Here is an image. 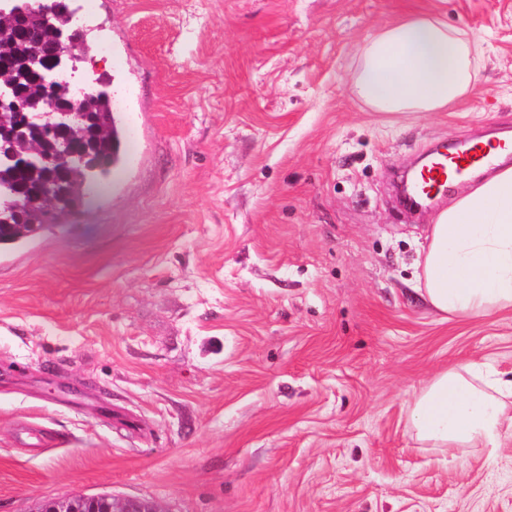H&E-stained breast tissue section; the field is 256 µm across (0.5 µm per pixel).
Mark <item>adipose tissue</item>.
Returning <instances> with one entry per match:
<instances>
[{
    "label": "adipose tissue",
    "mask_w": 512,
    "mask_h": 512,
    "mask_svg": "<svg viewBox=\"0 0 512 512\" xmlns=\"http://www.w3.org/2000/svg\"><path fill=\"white\" fill-rule=\"evenodd\" d=\"M466 31L431 14L386 26L359 50L353 91L372 111L440 112L476 91ZM416 291L433 311L487 316L512 307V168L497 170L441 211L415 259ZM512 408V378L486 377L466 361L436 374L413 401L410 425L428 448L495 454Z\"/></svg>",
    "instance_id": "obj_1"
}]
</instances>
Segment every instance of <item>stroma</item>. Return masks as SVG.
<instances>
[{"label": "stroma", "mask_w": 512, "mask_h": 512, "mask_svg": "<svg viewBox=\"0 0 512 512\" xmlns=\"http://www.w3.org/2000/svg\"><path fill=\"white\" fill-rule=\"evenodd\" d=\"M478 42L481 87L392 117L358 53L411 12ZM124 163L72 222L0 247V512H512L495 456L422 447L408 406L475 358L512 377V308L442 317L412 210L432 146L512 136V0H93ZM105 512H162L153 502L141 499L105 497Z\"/></svg>", "instance_id": "stroma-1"}]
</instances>
